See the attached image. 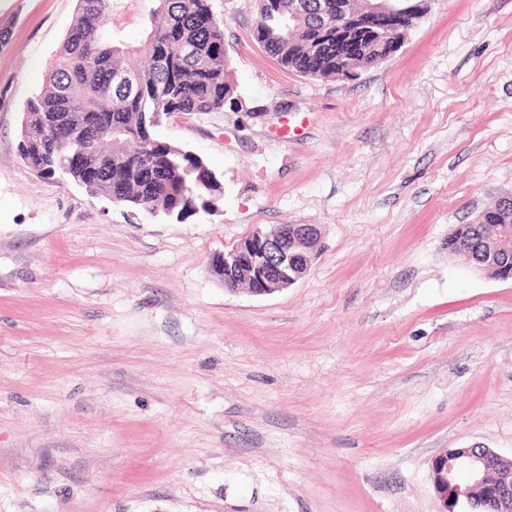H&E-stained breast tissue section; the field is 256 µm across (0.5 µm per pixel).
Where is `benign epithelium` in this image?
I'll return each instance as SVG.
<instances>
[{
	"mask_svg": "<svg viewBox=\"0 0 512 512\" xmlns=\"http://www.w3.org/2000/svg\"><path fill=\"white\" fill-rule=\"evenodd\" d=\"M432 0H363L354 10L349 0L336 6L319 0L322 22L316 29V48L336 54V76L355 79L366 49L375 50L369 66L387 59L384 42L406 35L426 14ZM319 234L315 224H283L273 234L255 230L210 266L228 291L245 285L254 295H267L296 283L307 271L310 243ZM432 481L440 503L438 512H512V461L489 448H451L431 463Z\"/></svg>",
	"mask_w": 512,
	"mask_h": 512,
	"instance_id": "1",
	"label": "benign epithelium"
}]
</instances>
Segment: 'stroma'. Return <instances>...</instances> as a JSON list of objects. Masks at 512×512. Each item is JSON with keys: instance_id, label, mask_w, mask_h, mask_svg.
<instances>
[{"instance_id": "stroma-1", "label": "stroma", "mask_w": 512, "mask_h": 512, "mask_svg": "<svg viewBox=\"0 0 512 512\" xmlns=\"http://www.w3.org/2000/svg\"><path fill=\"white\" fill-rule=\"evenodd\" d=\"M211 6L239 107L158 128L222 185L179 221L23 164L78 2L0 0V512H437L434 456L512 459V279L448 252L512 194V0H433L354 80ZM283 224L320 228L306 275L225 290L212 257Z\"/></svg>"}]
</instances>
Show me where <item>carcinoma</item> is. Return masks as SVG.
<instances>
[{
  "mask_svg": "<svg viewBox=\"0 0 512 512\" xmlns=\"http://www.w3.org/2000/svg\"><path fill=\"white\" fill-rule=\"evenodd\" d=\"M113 2L78 0L45 87L27 100L20 157L44 179L73 182L116 205L182 221L221 184L202 158L157 140L154 131L164 116L237 105L227 81L224 21L210 0H146V38L135 47L114 38ZM318 22L309 10L290 30L288 0H264L254 40L291 71L300 74L309 63L320 76H332L330 57L310 55ZM118 71L134 74L137 90L113 83ZM504 217L512 220L498 203L486 210L482 235L473 224L457 225L448 252L466 256L489 278H502L503 266L512 269V246L502 247L496 233ZM476 240L497 252L495 265L473 259L468 248Z\"/></svg>",
  "mask_w": 512,
  "mask_h": 512,
  "instance_id": "1",
  "label": "carcinoma"
}]
</instances>
